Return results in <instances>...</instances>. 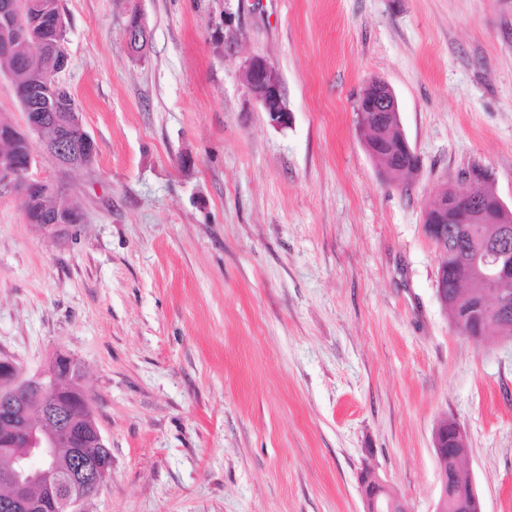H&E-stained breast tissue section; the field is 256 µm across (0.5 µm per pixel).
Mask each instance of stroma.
Returning a JSON list of instances; mask_svg holds the SVG:
<instances>
[{"label": "stroma", "instance_id": "stroma-1", "mask_svg": "<svg viewBox=\"0 0 512 512\" xmlns=\"http://www.w3.org/2000/svg\"><path fill=\"white\" fill-rule=\"evenodd\" d=\"M61 6L57 79L98 156L60 174L32 150L84 213L69 240L0 194V354L77 359L112 452L85 512H363L367 463L434 512L446 420L483 512H512V338L456 333L423 228L474 167L512 208V0ZM254 56L286 128L245 86ZM375 79L419 158L393 181L357 128ZM243 77L248 92L267 114L269 124L278 129L288 127L292 114L285 106L277 68L262 57H252L244 64ZM464 444H467L466 435L456 422L445 423L439 426L435 431L434 450L436 456L440 458L448 457L457 464L459 461L458 458L460 457L457 450Z\"/></svg>", "mask_w": 512, "mask_h": 512}]
</instances>
